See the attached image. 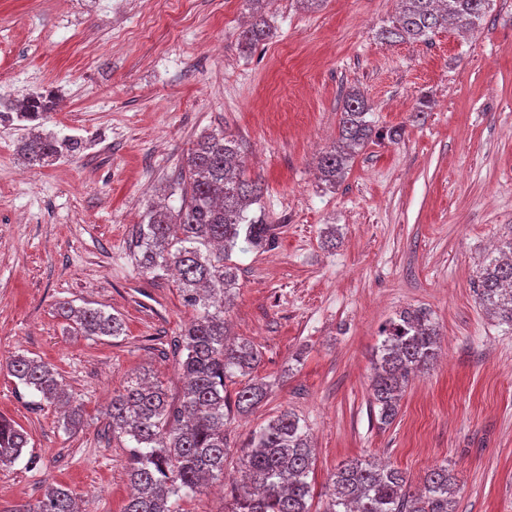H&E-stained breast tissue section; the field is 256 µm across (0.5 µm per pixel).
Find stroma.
Wrapping results in <instances>:
<instances>
[{"label": "stroma", "mask_w": 512, "mask_h": 512, "mask_svg": "<svg viewBox=\"0 0 512 512\" xmlns=\"http://www.w3.org/2000/svg\"><path fill=\"white\" fill-rule=\"evenodd\" d=\"M264 11L272 33L246 51L245 0H0V98L52 96L46 129L87 143L34 167L17 153L26 127L0 122V364L51 363L83 412L66 428L0 367V416L29 435L0 465V512H23L52 484L82 512H124L128 441L106 411L138 373L179 398L171 345L194 315L172 273L139 269L133 235L213 130L242 143L245 174L263 187L250 211L280 226L274 247L232 254L229 319L260 351L254 374L268 391L230 425L225 472L288 408L315 448L311 512L354 459L398 468L415 488L447 463L458 512H512V329L472 288L484 256L512 237V0L426 43L381 39L397 0H267ZM353 90L377 135L330 189L317 158ZM64 300L117 315L124 334H77L57 313ZM416 307L441 348L384 426L369 410L381 329Z\"/></svg>", "instance_id": "35a3bbf8"}]
</instances>
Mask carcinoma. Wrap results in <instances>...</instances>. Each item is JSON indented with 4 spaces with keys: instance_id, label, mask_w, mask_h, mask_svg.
Instances as JSON below:
<instances>
[{
    "instance_id": "cac0c4a2",
    "label": "carcinoma",
    "mask_w": 512,
    "mask_h": 512,
    "mask_svg": "<svg viewBox=\"0 0 512 512\" xmlns=\"http://www.w3.org/2000/svg\"><path fill=\"white\" fill-rule=\"evenodd\" d=\"M245 2L251 5L252 22L242 32V43L251 46L268 37L270 30L261 12L264 0ZM490 2L400 0L398 15L382 38L425 43L449 25L468 30L482 22ZM53 107L52 98L44 95L28 96L17 104L0 102V118L15 114L32 123L31 132L18 144L19 155L31 166H52L84 149L79 138L41 130ZM368 114L364 95L348 93L338 138L318 160L322 182L336 185L353 156L372 139ZM173 191L180 192V206L151 207L138 225L134 248L143 271L176 272L178 288L194 311L173 343L184 386L175 400L162 383L136 376L112 396L109 426L112 435L128 438L127 472L135 489L124 512H179L183 494L200 493L209 480L224 477L229 425L267 394L266 384L257 381L228 391L237 378L252 373L260 352L250 341L230 337L226 321L236 298L235 248L241 241L272 247L278 238V225L247 214L260 202L262 186L245 178L239 143L222 131H212L188 153ZM473 288L486 314L512 329V237L485 256ZM58 311L84 336L124 333L119 317L98 308H77L64 301ZM381 336L370 405L381 424L388 425L398 414L410 375L436 360L440 332L426 309L406 308L390 319ZM6 368L19 384L37 392L40 401L62 406L65 426L81 425V407L66 397L52 365L17 355ZM27 445V433L0 416V465L17 461ZM238 460L242 483L230 489L225 512H310L313 493L308 478L314 448L308 426L296 413L283 410L253 432ZM456 496L455 477L446 464L430 469L420 489L412 492L402 471L354 459L331 476L325 512H456ZM23 512H76V501L69 490L51 487Z\"/></svg>"
}]
</instances>
